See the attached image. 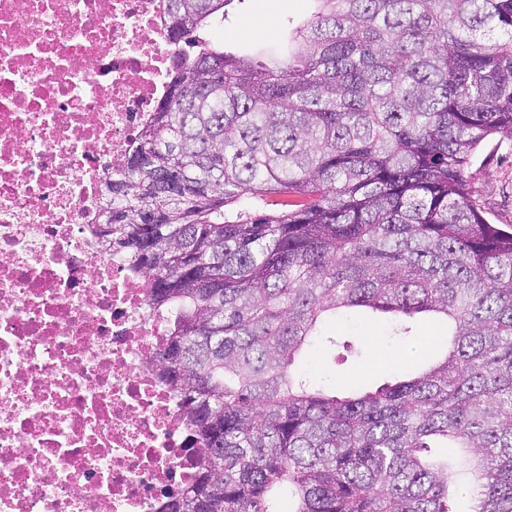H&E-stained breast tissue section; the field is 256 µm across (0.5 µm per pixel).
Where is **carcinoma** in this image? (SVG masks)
<instances>
[{"instance_id":"cac0c4a2","label":"carcinoma","mask_w":512,"mask_h":512,"mask_svg":"<svg viewBox=\"0 0 512 512\" xmlns=\"http://www.w3.org/2000/svg\"><path fill=\"white\" fill-rule=\"evenodd\" d=\"M228 2L166 0L193 52L97 228L172 313L160 358L205 442L166 512H512V230L464 176L512 135V0H313L281 59L212 38ZM355 308L401 338L440 318L442 357L313 382L300 357Z\"/></svg>"}]
</instances>
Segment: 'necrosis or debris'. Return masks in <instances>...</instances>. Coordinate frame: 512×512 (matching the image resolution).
Masks as SVG:
<instances>
[{
	"mask_svg": "<svg viewBox=\"0 0 512 512\" xmlns=\"http://www.w3.org/2000/svg\"><path fill=\"white\" fill-rule=\"evenodd\" d=\"M164 0H0V512H163L202 441L96 233L169 82Z\"/></svg>",
	"mask_w": 512,
	"mask_h": 512,
	"instance_id": "necrosis-or-debris-1",
	"label": "necrosis or debris"
}]
</instances>
